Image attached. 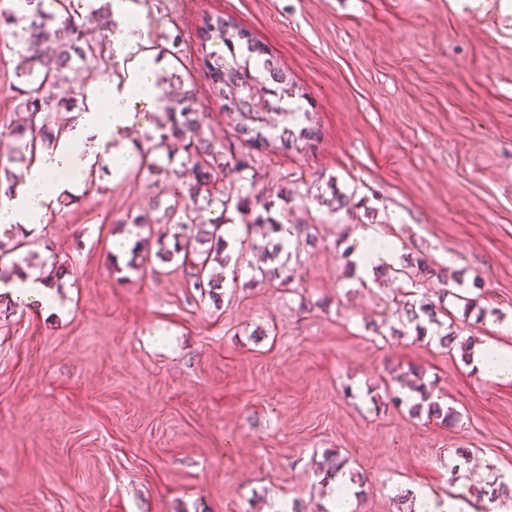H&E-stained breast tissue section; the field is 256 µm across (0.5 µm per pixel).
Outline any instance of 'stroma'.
I'll return each instance as SVG.
<instances>
[{
	"label": "stroma",
	"instance_id": "stroma-1",
	"mask_svg": "<svg viewBox=\"0 0 512 512\" xmlns=\"http://www.w3.org/2000/svg\"><path fill=\"white\" fill-rule=\"evenodd\" d=\"M156 40L178 37L206 132L235 119L196 64L195 28L219 12L248 28L308 95L313 149L254 154L255 189L315 229L291 287L258 283L260 233L240 239L219 302L190 265L112 271L115 219L152 200L156 175L62 172L81 191L35 238L71 275L48 316L0 318V512H327L324 452L367 474L348 512H396L408 489L471 500L512 474V381L416 338L397 283L362 287L347 249L361 228L463 280L487 314L460 338L512 349V0H137ZM17 47L0 33V129L18 116ZM341 192L347 207L327 200ZM424 369L455 407L447 427L384 385Z\"/></svg>",
	"mask_w": 512,
	"mask_h": 512
}]
</instances>
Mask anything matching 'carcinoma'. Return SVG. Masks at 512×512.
<instances>
[{
  "label": "carcinoma",
  "mask_w": 512,
  "mask_h": 512,
  "mask_svg": "<svg viewBox=\"0 0 512 512\" xmlns=\"http://www.w3.org/2000/svg\"><path fill=\"white\" fill-rule=\"evenodd\" d=\"M113 0H0V26L12 29V34L21 44L23 68L18 75L24 78L20 87L21 111L24 115L7 126L0 135L14 142V150L8 163L0 164L9 184H14L18 175L11 165L23 169L30 167L40 150L56 144L62 128L56 125L55 113L64 110L87 109L86 86L96 75L88 72L68 94L60 96L59 86L69 81V73L77 70L75 61L95 60L107 70H115L112 44L108 33L112 31ZM99 32L96 38L88 37V25ZM198 67L210 80V94L218 100L224 111L237 117L235 139L241 152L224 155L215 140L203 128L199 111L200 103L194 84L184 86L183 77L170 72L157 77L156 87L161 89L157 97V111L149 113L153 131L144 135V142L134 143L137 169L146 168L156 174L170 175L169 168L161 162L170 157L171 144L178 143L192 162L194 182L185 186L172 181L165 187V194L172 203L165 207L161 216L151 215L158 206L153 202L148 211L135 216L120 217L117 225L131 224L136 229L137 240L129 250L124 265L112 257L114 271L140 273L151 266L153 259L162 263L180 256L190 261L193 287L213 302L221 297L224 278L210 270L213 263L223 267L227 263L224 255L226 241L225 213L234 209L242 220L244 232L250 226L264 224L270 240L260 246L266 261L275 262L284 253L283 232L293 237L294 251L287 257L300 253V248L312 242L309 224L285 225L272 214L273 203L261 201L252 193L235 197L224 193L218 182L224 174L232 173L240 181L254 185V177L246 176L253 170L250 151L274 148L282 152L300 151L316 144L320 137L319 127L312 123L309 112H296L291 105L307 98V95L292 79L280 59L269 52L253 34L235 19L222 13H205L200 18L197 30ZM202 208L218 211V215L206 222H196L194 213ZM176 221L177 232L173 244L162 237H153L152 225ZM18 226L0 227V282L8 283L21 278L35 267L34 253L28 250L26 235L19 234ZM41 277L53 284L70 275V269L56 260L42 262L37 266ZM259 281L280 280L289 283L292 274L286 263L258 266L254 268ZM445 279L444 273L432 263L419 259L399 268H388L376 273L374 282L385 285L398 280L412 284ZM403 309L408 322L413 324L415 336L421 338L427 325L437 326L442 332L439 344L452 348L459 344L461 351L471 354L472 338L457 342L458 332L454 323H445L442 318L449 315L444 304L429 301L420 303L406 301ZM400 388L412 393L409 410L425 412L427 417L444 424H452L458 414L454 408L443 403L444 396L435 393V383L425 379V373L409 369L393 377ZM344 461L327 454L318 462L321 487L328 486ZM473 495L487 499L482 512H491L490 505H506L512 501V481L501 475L494 476L485 485L474 488Z\"/></svg>",
  "instance_id": "1"
}]
</instances>
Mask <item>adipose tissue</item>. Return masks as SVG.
<instances>
[{
    "label": "adipose tissue",
    "mask_w": 512,
    "mask_h": 512,
    "mask_svg": "<svg viewBox=\"0 0 512 512\" xmlns=\"http://www.w3.org/2000/svg\"><path fill=\"white\" fill-rule=\"evenodd\" d=\"M112 8L120 20L112 32V48L117 60L127 68L126 82L109 87L103 101L83 112L58 138L54 148L41 152L11 193L0 192V225L35 228L59 199L78 193L77 184L58 180L60 171L79 170L104 160L113 170L122 172L131 164L125 133L138 121L140 113L154 111L158 94L155 75L161 63L147 50L149 30L140 23L131 0H114ZM401 256L394 238L369 230L360 233L353 252L358 273L367 280L376 271L398 267ZM5 291L10 297L38 304L47 314L60 309L53 287L35 270L6 286ZM472 363L489 378L512 379V349L493 342L479 344L473 351Z\"/></svg>",
    "instance_id": "adipose-tissue-1"
}]
</instances>
